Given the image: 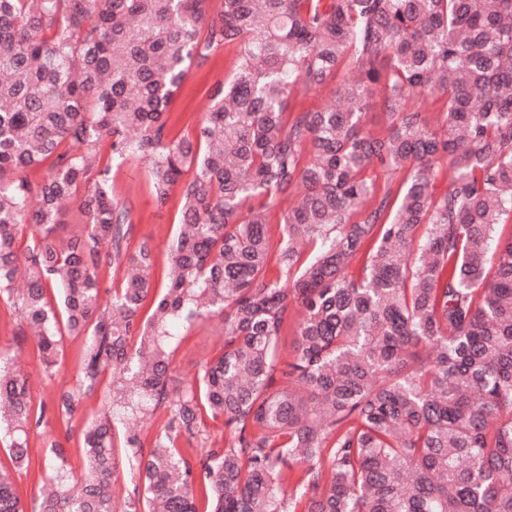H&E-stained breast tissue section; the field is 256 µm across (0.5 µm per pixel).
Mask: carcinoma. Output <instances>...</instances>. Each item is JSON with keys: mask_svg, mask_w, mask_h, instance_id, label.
Instances as JSON below:
<instances>
[{"mask_svg": "<svg viewBox=\"0 0 512 512\" xmlns=\"http://www.w3.org/2000/svg\"><path fill=\"white\" fill-rule=\"evenodd\" d=\"M211 2L0 0V303L48 371L63 337L84 339L50 405L0 350L13 469L47 413L68 428L105 398L81 470L46 458L27 509L0 467V512H512V0ZM221 47L231 75L196 135L172 136L187 68ZM341 71L343 109L288 111ZM376 92L382 136L364 123ZM419 97L445 100L439 124ZM131 159L159 204L181 199L144 320L155 245L130 248L112 194ZM377 170L408 171L399 198ZM295 193L274 245L267 212ZM70 200L84 223L61 236ZM214 316L222 347L172 387V323ZM144 420L160 421L147 451Z\"/></svg>", "mask_w": 512, "mask_h": 512, "instance_id": "carcinoma-1", "label": "carcinoma"}]
</instances>
